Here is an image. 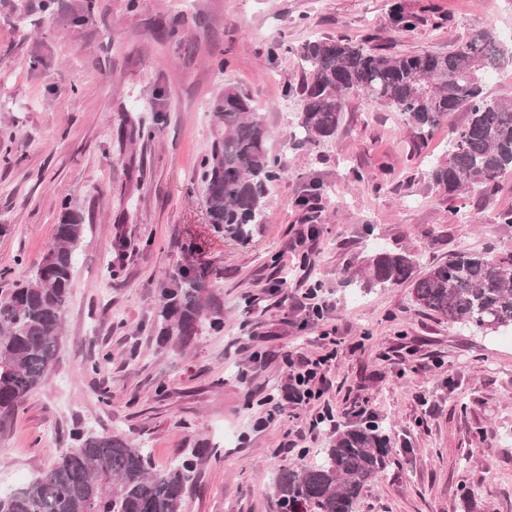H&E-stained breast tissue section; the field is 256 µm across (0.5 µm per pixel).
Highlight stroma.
I'll return each mask as SVG.
<instances>
[{
	"label": "stroma",
	"mask_w": 512,
	"mask_h": 512,
	"mask_svg": "<svg viewBox=\"0 0 512 512\" xmlns=\"http://www.w3.org/2000/svg\"><path fill=\"white\" fill-rule=\"evenodd\" d=\"M87 1L48 15L43 0H0V290L41 260L62 202L85 222L58 362L0 429V488L34 480L84 427L147 447L159 468L203 454L183 512H282L275 474L305 456L278 446L315 409L284 403L256 431V400L287 391L288 355L332 346L337 425L379 417L393 448L354 512H512V332H471L414 305L407 285L368 291L356 275L377 246L424 266L512 249V224L498 220L512 174L497 191L448 198L429 166L450 126L423 144L397 113L357 98L335 137L291 144L305 42L445 51L488 25L512 33V0H402L424 14L411 31L390 23V0ZM228 84L251 94L285 169L245 240L207 224L198 183L209 102ZM127 119L147 137L119 143ZM189 256L223 297L224 326L183 347L152 323ZM314 284L320 319L300 305ZM104 351L111 361L88 372Z\"/></svg>",
	"instance_id": "stroma-1"
}]
</instances>
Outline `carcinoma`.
<instances>
[{"label":"carcinoma","mask_w":512,"mask_h":512,"mask_svg":"<svg viewBox=\"0 0 512 512\" xmlns=\"http://www.w3.org/2000/svg\"><path fill=\"white\" fill-rule=\"evenodd\" d=\"M395 25L413 30L416 13L391 6ZM304 79L297 89L301 144H318L340 125L348 99L361 96L399 113L422 139L458 112L446 162L432 182L455 197L467 187L494 191L512 173V99L491 98L483 78L512 65V44L491 26L447 52L388 53L346 38L318 37L298 48ZM212 138L200 181L207 223L233 240L262 223L270 184L284 174L268 148L270 128L250 94L233 85L210 102ZM82 213L64 204L54 244L25 281L0 294V427L57 363L58 335L73 288ZM409 251L375 250L363 285L406 283L414 303L448 322L478 330L512 328V250L493 257L461 250L424 271ZM160 335L188 345L204 324L224 326V301L204 268L189 264L160 289ZM75 445L55 451L39 478L0 491V512H182L198 474L193 459L153 467L148 449L119 434L78 431ZM390 439L374 421L335 430L315 460L280 470L286 512H353L364 487L386 468Z\"/></svg>","instance_id":"cac0c4a2"}]
</instances>
